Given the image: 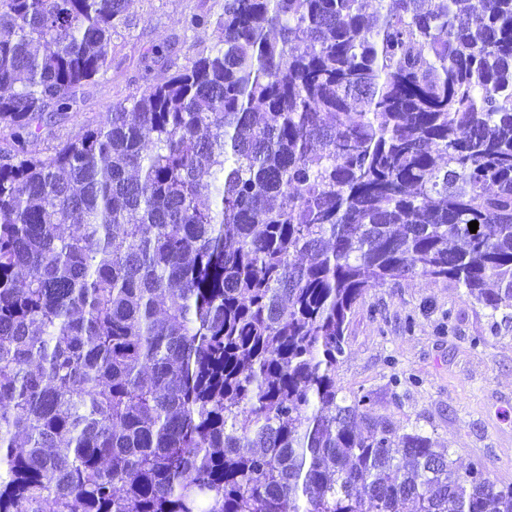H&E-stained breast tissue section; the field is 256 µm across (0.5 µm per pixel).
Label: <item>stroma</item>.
Returning <instances> with one entry per match:
<instances>
[{
    "label": "stroma",
    "instance_id": "obj_1",
    "mask_svg": "<svg viewBox=\"0 0 512 512\" xmlns=\"http://www.w3.org/2000/svg\"><path fill=\"white\" fill-rule=\"evenodd\" d=\"M224 0H130L112 34V64L81 109L53 113L32 146L49 154L82 135L110 104L189 64L218 42L208 27L184 30L189 14L222 13ZM165 47L154 56V47ZM480 344H473V337ZM340 396L370 393L373 411L404 431L419 429L448 449L456 467L482 460L491 479L512 484V320L467 299L448 282L411 277L369 290L348 329L336 370Z\"/></svg>",
    "mask_w": 512,
    "mask_h": 512
}]
</instances>
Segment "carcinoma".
<instances>
[{"mask_svg":"<svg viewBox=\"0 0 512 512\" xmlns=\"http://www.w3.org/2000/svg\"><path fill=\"white\" fill-rule=\"evenodd\" d=\"M127 6L0 0V512H512L336 389L372 288L512 318V0H224L33 153Z\"/></svg>","mask_w":512,"mask_h":512,"instance_id":"cac0c4a2","label":"carcinoma"}]
</instances>
